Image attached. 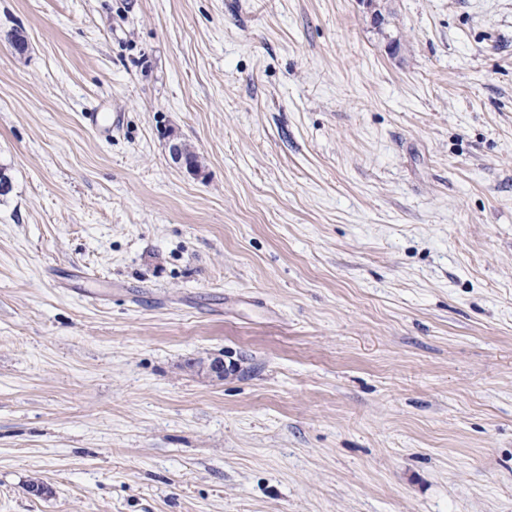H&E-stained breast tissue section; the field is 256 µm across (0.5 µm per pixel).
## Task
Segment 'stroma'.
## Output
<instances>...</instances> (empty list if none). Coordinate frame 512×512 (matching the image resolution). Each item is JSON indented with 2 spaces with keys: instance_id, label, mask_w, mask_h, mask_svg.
<instances>
[{
  "instance_id": "obj_1",
  "label": "stroma",
  "mask_w": 512,
  "mask_h": 512,
  "mask_svg": "<svg viewBox=\"0 0 512 512\" xmlns=\"http://www.w3.org/2000/svg\"><path fill=\"white\" fill-rule=\"evenodd\" d=\"M376 2L0 0V512H512V0Z\"/></svg>"
}]
</instances>
